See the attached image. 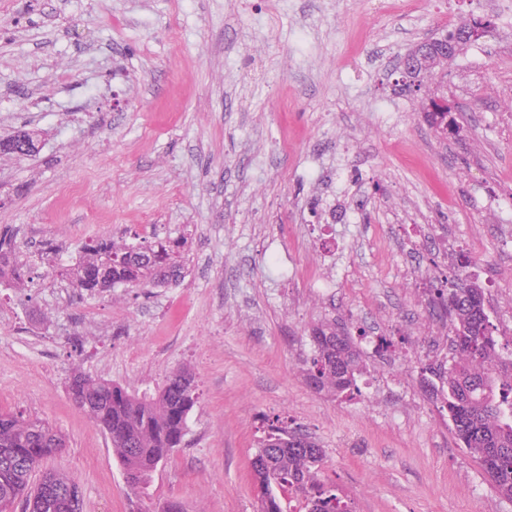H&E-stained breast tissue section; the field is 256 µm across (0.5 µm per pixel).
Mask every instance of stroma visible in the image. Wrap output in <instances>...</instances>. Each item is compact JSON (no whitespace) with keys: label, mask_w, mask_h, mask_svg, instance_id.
Returning a JSON list of instances; mask_svg holds the SVG:
<instances>
[{"label":"stroma","mask_w":512,"mask_h":512,"mask_svg":"<svg viewBox=\"0 0 512 512\" xmlns=\"http://www.w3.org/2000/svg\"><path fill=\"white\" fill-rule=\"evenodd\" d=\"M505 0H0V230L21 251L130 239L144 225L187 240L166 288L78 294L36 263L0 288V409L53 426L45 469L71 475L82 512H256L250 460L280 415L325 451L354 512H512L438 412L422 366L448 361L426 326L461 260L512 350V27ZM493 30L448 63L464 130L444 137L394 59L471 19ZM309 41L296 47L294 35ZM347 213L330 225V211ZM278 252L301 274L270 273ZM416 269V277L405 269ZM332 278L318 292L312 274ZM98 313L88 322L87 309ZM351 336L358 392L307 384L311 327ZM190 369L199 400L145 493L127 488L109 436L70 399L74 371L142 391Z\"/></svg>","instance_id":"obj_1"}]
</instances>
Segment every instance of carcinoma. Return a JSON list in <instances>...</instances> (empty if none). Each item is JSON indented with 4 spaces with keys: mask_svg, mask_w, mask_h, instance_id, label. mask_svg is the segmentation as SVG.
I'll use <instances>...</instances> for the list:
<instances>
[{
    "mask_svg": "<svg viewBox=\"0 0 512 512\" xmlns=\"http://www.w3.org/2000/svg\"><path fill=\"white\" fill-rule=\"evenodd\" d=\"M421 65V60L410 59L411 71L398 74L395 86L414 94L423 84ZM425 119L444 130L455 122L448 109L435 102ZM4 142L0 153L35 151L28 134ZM16 251V234L1 232L0 278L20 287L33 258L41 260L54 248L44 243L24 261ZM185 270L182 238L139 243L101 240L85 246L79 259L58 268V274L92 294L117 285L166 287L184 278ZM439 307L453 328L454 355L449 365L429 368L434 377L428 381L432 397L448 416L457 439L473 453L498 491L512 499V359H500L477 281L468 276L456 279ZM311 337L314 355L304 370L308 385L332 396L357 389L362 365L351 337L327 322L312 326ZM68 392L109 435L126 486L135 494L149 486L158 467L181 446L198 402L195 377L184 368L171 372L161 386L141 393L77 372L68 381ZM62 448L61 435L46 421L0 410V506L23 497L31 512H82L79 486L67 474L46 471L37 484H31L41 464ZM324 466V451L312 437L278 416L266 420L252 459L257 512H352L336 485L322 477Z\"/></svg>",
    "mask_w": 512,
    "mask_h": 512,
    "instance_id": "1",
    "label": "carcinoma"
}]
</instances>
